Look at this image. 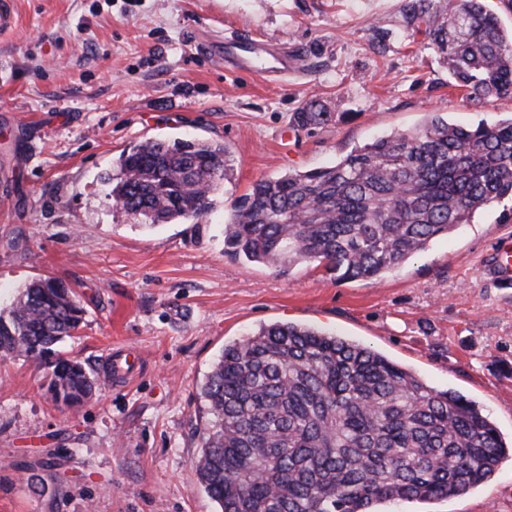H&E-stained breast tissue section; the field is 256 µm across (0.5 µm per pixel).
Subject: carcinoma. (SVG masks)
<instances>
[{"instance_id":"carcinoma-1","label":"carcinoma","mask_w":512,"mask_h":512,"mask_svg":"<svg viewBox=\"0 0 512 512\" xmlns=\"http://www.w3.org/2000/svg\"><path fill=\"white\" fill-rule=\"evenodd\" d=\"M402 13L408 27L425 26L469 97L512 96V32L484 0H405ZM331 119L309 100L291 124ZM229 162L221 142L146 140L106 181L117 210L136 224H199ZM505 198L512 116L469 127L435 114L334 165L255 181L224 218V253L283 274L316 261L339 281L376 280ZM84 316L67 283L33 280L0 307V358L43 360L55 398L77 407L97 380L57 346ZM203 396L209 419L194 468L220 512H378L386 502L465 494L512 459V441L475 403L292 322L224 346Z\"/></svg>"}]
</instances>
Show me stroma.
Wrapping results in <instances>:
<instances>
[{"mask_svg": "<svg viewBox=\"0 0 512 512\" xmlns=\"http://www.w3.org/2000/svg\"><path fill=\"white\" fill-rule=\"evenodd\" d=\"M402 3L16 0L0 35V306L36 278L69 284L85 320L61 351L101 383L69 409L43 363L0 359V512H218L193 468L202 387L225 345L275 322L370 346L512 438V288L483 273L512 237L511 200L377 281L340 282L315 262L284 275L224 253V213L260 178L334 164L435 112L470 126L512 114V97L456 87ZM240 35L292 49L294 69L226 70L224 40ZM308 100L332 121L290 125ZM186 135L225 144L223 195L198 224L128 222L102 174L145 139ZM124 347L139 362L110 381L106 357ZM383 512H512V461L467 494Z\"/></svg>", "mask_w": 512, "mask_h": 512, "instance_id": "obj_1", "label": "stroma"}]
</instances>
